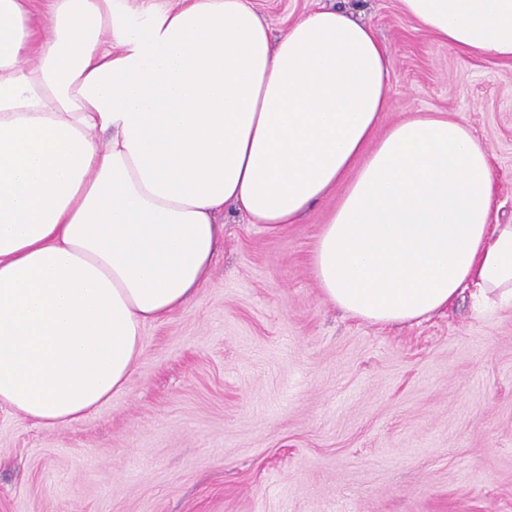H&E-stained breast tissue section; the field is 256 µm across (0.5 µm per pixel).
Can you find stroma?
Here are the masks:
<instances>
[{
  "instance_id": "stroma-1",
  "label": "stroma",
  "mask_w": 512,
  "mask_h": 512,
  "mask_svg": "<svg viewBox=\"0 0 512 512\" xmlns=\"http://www.w3.org/2000/svg\"><path fill=\"white\" fill-rule=\"evenodd\" d=\"M273 36L321 7L393 58L382 124L445 112L488 146L512 222V60L465 54L399 0H254ZM342 189L271 231L233 204L195 299L148 324L126 388L81 423L0 410V512H512V307L349 317L310 259Z\"/></svg>"
}]
</instances>
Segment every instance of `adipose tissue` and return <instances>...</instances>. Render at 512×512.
I'll list each match as a JSON object with an SVG mask.
<instances>
[{"label":"adipose tissue","instance_id":"ef3b65f1","mask_svg":"<svg viewBox=\"0 0 512 512\" xmlns=\"http://www.w3.org/2000/svg\"><path fill=\"white\" fill-rule=\"evenodd\" d=\"M399 2L512 59V0ZM391 70L344 9L275 40L252 0H0V406L66 428L122 391L144 326L205 281L228 202L278 229L344 184L311 266L351 317L512 305L488 148L441 112L380 131Z\"/></svg>","mask_w":512,"mask_h":512}]
</instances>
